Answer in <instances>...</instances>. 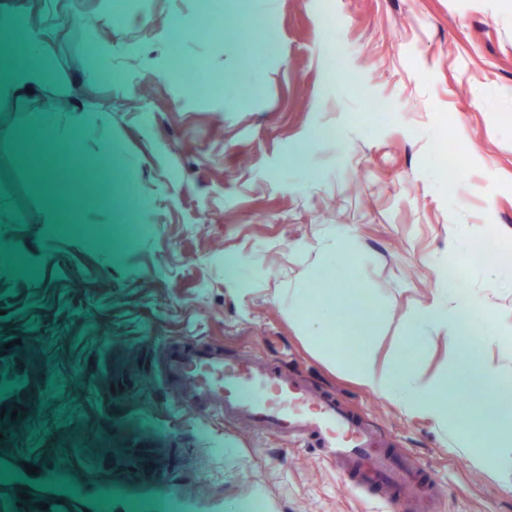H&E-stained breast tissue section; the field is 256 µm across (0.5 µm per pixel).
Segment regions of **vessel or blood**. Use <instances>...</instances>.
<instances>
[{
  "instance_id": "vessel-or-blood-1",
  "label": "vessel or blood",
  "mask_w": 512,
  "mask_h": 512,
  "mask_svg": "<svg viewBox=\"0 0 512 512\" xmlns=\"http://www.w3.org/2000/svg\"><path fill=\"white\" fill-rule=\"evenodd\" d=\"M15 387L0 396V446L13 447L18 428L27 425L43 401L47 375L27 355L24 345H0V375ZM165 385L178 396L180 405L207 416L213 413L239 418L264 431L312 447L320 460L335 466L345 486L363 495L387 490L392 512H427L434 507L438 484L421 469L407 463L402 454L387 448L382 436L367 420L352 413L342 402L321 392L306 380L268 362L245 354L225 355L222 346L182 340L165 346L162 363ZM176 457L170 443H157L149 454L128 453L124 478L129 483L148 482L164 491ZM48 492L51 507L72 512L81 504L84 512H112L96 494L111 495V484L94 485L93 495L82 499L57 493L65 472L46 458L34 461Z\"/></svg>"
}]
</instances>
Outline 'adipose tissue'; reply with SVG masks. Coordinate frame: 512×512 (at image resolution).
<instances>
[{
	"label": "adipose tissue",
	"mask_w": 512,
	"mask_h": 512,
	"mask_svg": "<svg viewBox=\"0 0 512 512\" xmlns=\"http://www.w3.org/2000/svg\"><path fill=\"white\" fill-rule=\"evenodd\" d=\"M47 77L45 62H24L0 54V93L38 88ZM314 307L301 317L307 338L319 355L340 363L357 380L384 397L398 398L407 411L437 424H452L476 461L488 467L500 462L499 451L512 447V375L490 364L484 354L491 346L512 347V336L499 332L496 313L458 295L448 314L427 307L414 315L412 328L391 358L385 373L372 362L376 338L370 326L377 305L362 289L316 288ZM448 335L452 379L422 380L417 364L424 349L426 329ZM456 381L464 397L462 407L448 408V383Z\"/></svg>",
	"instance_id": "obj_1"
}]
</instances>
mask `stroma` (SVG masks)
<instances>
[{"label": "stroma", "mask_w": 512, "mask_h": 512, "mask_svg": "<svg viewBox=\"0 0 512 512\" xmlns=\"http://www.w3.org/2000/svg\"><path fill=\"white\" fill-rule=\"evenodd\" d=\"M18 11L49 74L0 96V248L44 277L0 261V337H26L54 383L13 455L111 482L128 512L153 493L124 483V448L169 436L185 512H381L312 449L173 401L145 353L192 337L352 407L438 479L441 512H512L511 451L473 461L299 325L315 285L363 289L385 370L416 311L453 305L454 265L512 332V274L473 258L512 248V0H0ZM49 118L82 134V177L57 185L83 200L73 217L39 175L70 166L34 138Z\"/></svg>", "instance_id": "obj_1"}]
</instances>
